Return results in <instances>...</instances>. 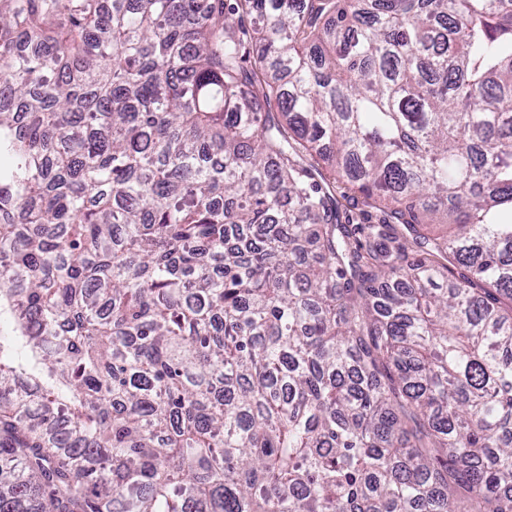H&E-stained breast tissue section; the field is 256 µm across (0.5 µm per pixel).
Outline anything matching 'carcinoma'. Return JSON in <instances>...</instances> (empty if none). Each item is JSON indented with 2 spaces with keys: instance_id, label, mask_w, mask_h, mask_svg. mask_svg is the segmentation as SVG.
Returning <instances> with one entry per match:
<instances>
[{
  "instance_id": "obj_1",
  "label": "carcinoma",
  "mask_w": 512,
  "mask_h": 512,
  "mask_svg": "<svg viewBox=\"0 0 512 512\" xmlns=\"http://www.w3.org/2000/svg\"><path fill=\"white\" fill-rule=\"evenodd\" d=\"M1 158L0 512H512V0H0Z\"/></svg>"
}]
</instances>
